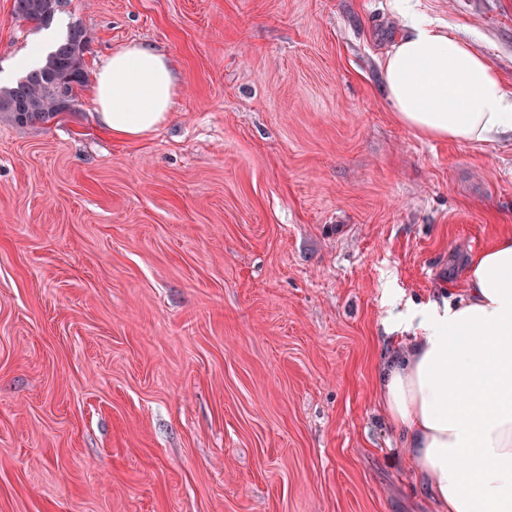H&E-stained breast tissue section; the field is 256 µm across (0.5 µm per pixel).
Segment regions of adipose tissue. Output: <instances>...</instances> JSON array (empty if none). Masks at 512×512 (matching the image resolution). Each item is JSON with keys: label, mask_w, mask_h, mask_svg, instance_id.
Here are the masks:
<instances>
[{"label": "adipose tissue", "mask_w": 512, "mask_h": 512, "mask_svg": "<svg viewBox=\"0 0 512 512\" xmlns=\"http://www.w3.org/2000/svg\"><path fill=\"white\" fill-rule=\"evenodd\" d=\"M380 63L398 119L416 134L490 144L512 134V91L468 42L427 17ZM176 77L138 44L101 63L94 87L102 131L135 141L167 121ZM462 295L430 301L406 351L376 384L405 460L440 512H512V234L472 255Z\"/></svg>", "instance_id": "obj_1"}]
</instances>
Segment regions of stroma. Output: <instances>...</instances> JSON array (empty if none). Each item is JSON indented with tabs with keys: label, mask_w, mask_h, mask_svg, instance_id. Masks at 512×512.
I'll return each mask as SVG.
<instances>
[{
	"label": "stroma",
	"mask_w": 512,
	"mask_h": 512,
	"mask_svg": "<svg viewBox=\"0 0 512 512\" xmlns=\"http://www.w3.org/2000/svg\"><path fill=\"white\" fill-rule=\"evenodd\" d=\"M512 90V0H411ZM0 0V80L42 31ZM74 111L0 117V512H439L375 371L512 230V137L427 140L379 62L393 0H69ZM164 52L170 118L102 132L92 81Z\"/></svg>",
	"instance_id": "35a3bbf8"
}]
</instances>
